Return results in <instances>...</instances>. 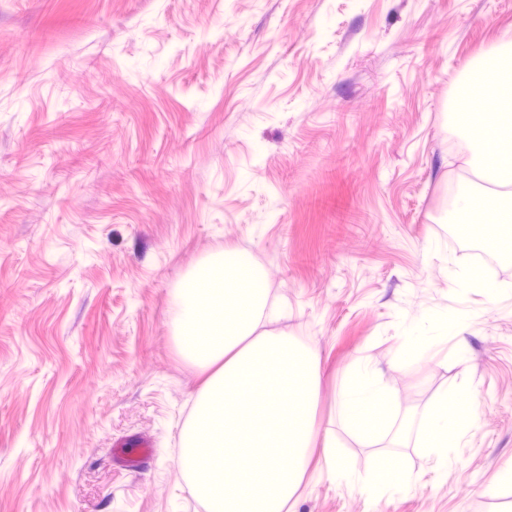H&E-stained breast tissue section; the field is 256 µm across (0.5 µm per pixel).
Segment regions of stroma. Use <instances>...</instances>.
I'll return each instance as SVG.
<instances>
[{
    "mask_svg": "<svg viewBox=\"0 0 512 512\" xmlns=\"http://www.w3.org/2000/svg\"><path fill=\"white\" fill-rule=\"evenodd\" d=\"M509 27L512 0H0V512H206L170 314L226 248L264 269L267 329L318 349L292 512H512V258L490 296L440 271L473 247L449 186L489 191L450 109ZM426 310L464 319L394 369ZM358 372L398 404L374 445L342 421ZM443 401L444 457L414 427ZM127 438L154 457L124 467ZM336 456L413 486L373 498Z\"/></svg>",
    "mask_w": 512,
    "mask_h": 512,
    "instance_id": "stroma-1",
    "label": "stroma"
}]
</instances>
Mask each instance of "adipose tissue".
Listing matches in <instances>:
<instances>
[{"mask_svg": "<svg viewBox=\"0 0 512 512\" xmlns=\"http://www.w3.org/2000/svg\"><path fill=\"white\" fill-rule=\"evenodd\" d=\"M502 44L508 48L507 54L486 57L478 66V99L512 101V30H504L500 35ZM471 110H464L462 123L466 127L461 146L478 162L481 174L488 183L512 186V167L502 164L492 155L489 145L494 132L500 125L496 111L484 110L479 122H472ZM448 317L442 313H428L418 317H405L402 320L399 338V353L396 366L425 356L434 346L446 341Z\"/></svg>", "mask_w": 512, "mask_h": 512, "instance_id": "ef3b65f1", "label": "adipose tissue"}]
</instances>
